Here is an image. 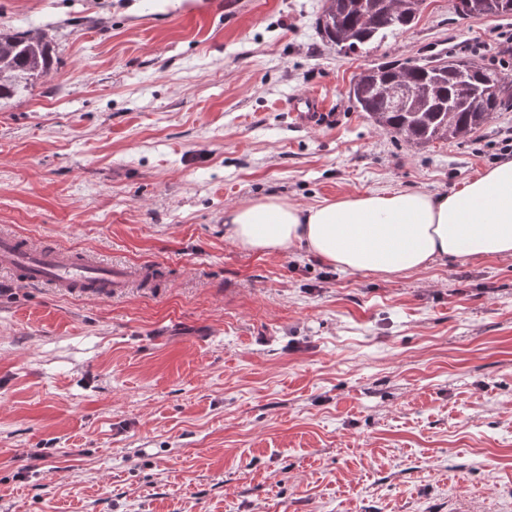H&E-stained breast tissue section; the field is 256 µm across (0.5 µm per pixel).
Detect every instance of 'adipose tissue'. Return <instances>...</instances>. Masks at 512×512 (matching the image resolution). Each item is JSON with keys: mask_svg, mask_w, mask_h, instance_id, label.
Returning <instances> with one entry per match:
<instances>
[{"mask_svg": "<svg viewBox=\"0 0 512 512\" xmlns=\"http://www.w3.org/2000/svg\"><path fill=\"white\" fill-rule=\"evenodd\" d=\"M224 232L245 249L303 248L351 271H418L467 257L511 260L512 160L453 193L384 189L306 207L267 196L226 209Z\"/></svg>", "mask_w": 512, "mask_h": 512, "instance_id": "adipose-tissue-1", "label": "adipose tissue"}]
</instances>
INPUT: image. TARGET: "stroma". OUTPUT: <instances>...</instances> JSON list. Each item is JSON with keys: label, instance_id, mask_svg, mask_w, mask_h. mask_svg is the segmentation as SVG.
Returning <instances> with one entry per match:
<instances>
[{"label": "stroma", "instance_id": "1", "mask_svg": "<svg viewBox=\"0 0 512 512\" xmlns=\"http://www.w3.org/2000/svg\"><path fill=\"white\" fill-rule=\"evenodd\" d=\"M323 0H0L55 62L0 104V230L150 266L109 298L0 272V512H512V262L398 275L241 249L224 211L457 191L512 108L415 150L348 90L438 45L512 68V15L425 0L343 55ZM333 117L293 125L289 96Z\"/></svg>", "mask_w": 512, "mask_h": 512}]
</instances>
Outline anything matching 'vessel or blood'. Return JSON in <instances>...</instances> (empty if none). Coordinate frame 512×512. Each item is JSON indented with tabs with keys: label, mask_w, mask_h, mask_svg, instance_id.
Listing matches in <instances>:
<instances>
[{
	"label": "vessel or blood",
	"mask_w": 512,
	"mask_h": 512,
	"mask_svg": "<svg viewBox=\"0 0 512 512\" xmlns=\"http://www.w3.org/2000/svg\"><path fill=\"white\" fill-rule=\"evenodd\" d=\"M295 124L304 127L325 116L322 98L302 93L288 104ZM0 268L17 273L25 285L46 284L64 292H96L111 295L113 289L126 287L131 272L124 267H99L84 254L69 249H49L14 234L0 232Z\"/></svg>",
	"instance_id": "b4317fda"
}]
</instances>
